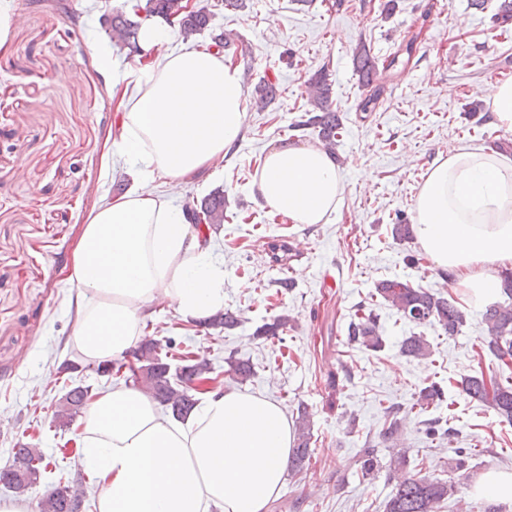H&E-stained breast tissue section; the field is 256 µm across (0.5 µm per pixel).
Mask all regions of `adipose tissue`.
Masks as SVG:
<instances>
[{"instance_id": "adipose-tissue-1", "label": "adipose tissue", "mask_w": 512, "mask_h": 512, "mask_svg": "<svg viewBox=\"0 0 512 512\" xmlns=\"http://www.w3.org/2000/svg\"><path fill=\"white\" fill-rule=\"evenodd\" d=\"M166 25L142 27L155 51L135 77L100 54L103 72L135 94L116 114L119 156L133 174L123 194L104 197L84 225L69 281L81 303L72 343L103 363L143 336L158 300L186 321L224 307V265L183 208L152 191L177 185L229 153L247 122L236 66L217 51L162 52ZM253 194L293 224H325L343 178L312 145L271 143L255 172ZM413 235L422 252L460 287L463 302L496 301L512 269V159L460 146L433 161L413 201ZM83 461L96 478L93 512H267L280 493L294 433L276 401L216 387L182 422L163 416L139 388L101 389L82 418Z\"/></svg>"}]
</instances>
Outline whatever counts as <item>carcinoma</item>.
Here are the masks:
<instances>
[{
  "instance_id": "obj_1",
  "label": "carcinoma",
  "mask_w": 512,
  "mask_h": 512,
  "mask_svg": "<svg viewBox=\"0 0 512 512\" xmlns=\"http://www.w3.org/2000/svg\"><path fill=\"white\" fill-rule=\"evenodd\" d=\"M179 0H137L132 6L133 16L118 12L106 21V32L110 41L131 58L143 52L139 42L141 21L160 18L164 22L178 27L184 41L211 31L212 45L219 52L236 44L229 33H213L214 14L208 6L201 5L190 12L181 11ZM493 22L502 28L512 25V0H498ZM417 50L416 37L402 40L384 60L371 53L365 43H359L353 52L352 63L355 74L369 95L359 104L360 111L373 112L380 103L387 84L393 81L397 71L409 65ZM308 101L311 109L296 127H313L318 130V138L323 147L336 155V143L341 129V119L332 108V81L328 70L321 68L307 81ZM277 97V87L268 80L259 81L252 92L251 103L262 110ZM226 196L224 189L216 188L201 201L192 204L191 211L198 221L213 226L224 223ZM375 294L404 318L418 324H428L441 328L448 336H455L467 322V314L458 305L449 301L438 292L425 288H415L399 280H382L375 285ZM503 294L508 301L489 306L483 313V344L497 360L508 363L512 360V275H504ZM290 318L286 315L274 317L272 322L256 329L257 337H275L288 328ZM238 323L237 315L226 309L209 317L204 325L213 329H228ZM347 340L361 348L377 351L382 348V336L377 318L369 313L356 314L348 325ZM147 374L140 368H132L125 361L115 363V372L125 368L128 375L125 381L144 390L154 401L176 420H185L196 408L198 399L178 387L179 376L187 381L192 378L206 379L212 373V364L206 358L196 356L181 357V364L172 367L169 352L160 342L148 338L141 345ZM401 354L413 359H425L430 356V343L423 336H409L400 345ZM227 374L235 382L243 383L253 375V366L248 360L229 358ZM462 392L470 399L490 405L499 415L512 420V376L502 383L484 375H469L462 378ZM442 388L434 383L420 390L416 406L424 411L441 401ZM90 398L89 387L70 388L62 401L55 406L53 415L62 425H69L75 416L81 413ZM309 413L306 408L297 409L295 440L288 467L297 475L308 470L312 450ZM12 465L0 470V483L17 496L27 495L48 468L46 457L38 448H13ZM457 492L456 483L424 474L421 471L410 472L400 478L385 505V512H440L443 504ZM86 478L79 473L76 477L45 492L39 502V512H72V507L86 502Z\"/></svg>"
}]
</instances>
